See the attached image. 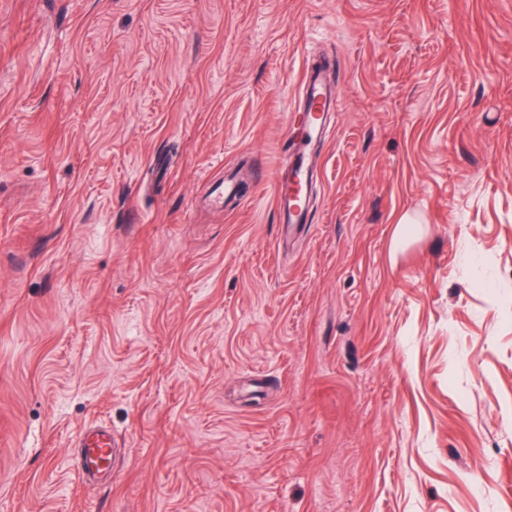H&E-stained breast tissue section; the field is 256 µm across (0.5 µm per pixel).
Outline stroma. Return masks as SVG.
Listing matches in <instances>:
<instances>
[{"instance_id":"1","label":"stroma","mask_w":512,"mask_h":512,"mask_svg":"<svg viewBox=\"0 0 512 512\" xmlns=\"http://www.w3.org/2000/svg\"><path fill=\"white\" fill-rule=\"evenodd\" d=\"M0 512H512V0H0ZM302 105L298 111L291 112L289 115L290 132L295 124L298 123L305 140H312L326 132V113L318 112L319 106L327 100L326 112H329L333 101V92L331 87L321 78L317 72L308 76L306 73L301 89ZM315 175L312 156L302 153L288 162L284 176L274 178L275 205L284 224H303L306 221L307 208L301 192ZM79 476L86 483L112 478L117 449L112 432L105 426L92 424L85 428L81 438Z\"/></svg>"}]
</instances>
